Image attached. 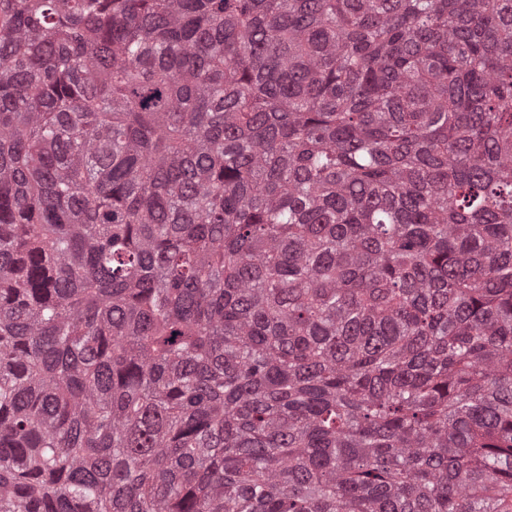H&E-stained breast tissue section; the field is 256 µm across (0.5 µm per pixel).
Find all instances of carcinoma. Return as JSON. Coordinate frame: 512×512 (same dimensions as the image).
Returning <instances> with one entry per match:
<instances>
[{
  "label": "carcinoma",
  "mask_w": 512,
  "mask_h": 512,
  "mask_svg": "<svg viewBox=\"0 0 512 512\" xmlns=\"http://www.w3.org/2000/svg\"><path fill=\"white\" fill-rule=\"evenodd\" d=\"M0 512H512V0H0Z\"/></svg>",
  "instance_id": "cac0c4a2"
}]
</instances>
